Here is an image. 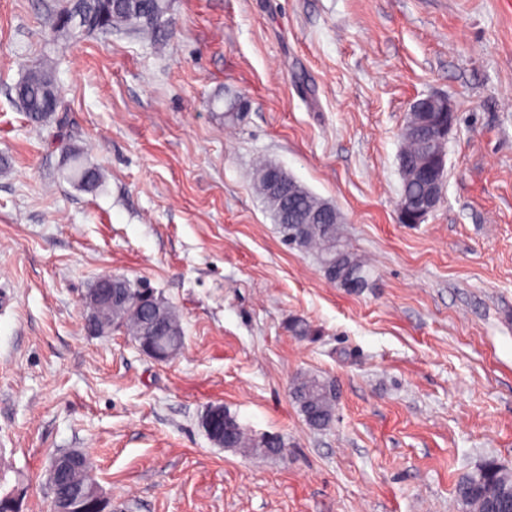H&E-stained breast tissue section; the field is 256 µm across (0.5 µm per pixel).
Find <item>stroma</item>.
I'll return each mask as SVG.
<instances>
[{"instance_id": "stroma-1", "label": "stroma", "mask_w": 512, "mask_h": 512, "mask_svg": "<svg viewBox=\"0 0 512 512\" xmlns=\"http://www.w3.org/2000/svg\"><path fill=\"white\" fill-rule=\"evenodd\" d=\"M56 5L0 0V493L50 512L51 460L80 449L115 512H458L462 475L512 468V0H170L159 50L51 37ZM43 65L63 104L37 128L15 86ZM429 95L457 114L445 195L404 224L400 133ZM261 161L336 206L367 288L283 240ZM104 275L177 310L178 356L86 332ZM300 374L335 381L330 428ZM213 405L282 453L215 445ZM50 148L60 149L63 155V165L66 178L84 191H95L102 182V174L98 167L87 163L83 149L73 143L53 137L46 141ZM290 394L309 426L317 430L331 426L336 412V389L332 382L300 376L291 383Z\"/></svg>"}]
</instances>
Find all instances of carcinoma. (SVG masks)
Segmentation results:
<instances>
[{"instance_id":"obj_1","label":"carcinoma","mask_w":512,"mask_h":512,"mask_svg":"<svg viewBox=\"0 0 512 512\" xmlns=\"http://www.w3.org/2000/svg\"><path fill=\"white\" fill-rule=\"evenodd\" d=\"M169 0H83L79 6L72 0H60L54 13V35L77 37L83 33L114 32L147 36L154 48H161L169 36ZM22 112L36 126L46 124L54 115V108L61 104L62 91L53 68L33 71L15 87ZM403 146L400 161L403 165L400 198L408 199L423 192L415 176V169L424 162L419 139L410 125L401 134ZM47 146L56 148L63 155L66 178L84 191H95L102 182L98 167L87 163L83 149L73 143L53 137ZM259 179L255 188L268 202L272 218L289 245L303 252L315 254L330 281L352 291L368 286L370 269L366 262L351 252L342 242V218L329 217L327 224H299L297 214L304 210L316 211L325 203L288 178L291 198L281 204L270 199L266 174L269 166L260 163ZM158 323L157 356L162 360L175 358L184 346V334L179 316L166 303L155 307ZM114 315L124 320L121 331L136 337L144 334L153 318L142 311L130 312L117 305ZM290 394L306 422L314 429L331 426L336 412V389L332 382L313 376H300L293 380ZM224 448H241L248 453L276 455L285 443L278 437H252L242 427L233 429L228 438L217 442ZM455 496L461 512H512V470L496 460H487L475 470L464 474L455 487Z\"/></svg>"}]
</instances>
